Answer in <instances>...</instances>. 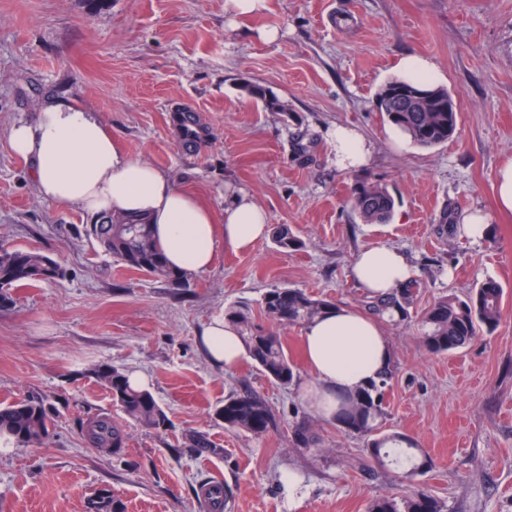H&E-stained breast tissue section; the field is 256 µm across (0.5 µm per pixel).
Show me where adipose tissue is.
Wrapping results in <instances>:
<instances>
[{
	"mask_svg": "<svg viewBox=\"0 0 512 512\" xmlns=\"http://www.w3.org/2000/svg\"><path fill=\"white\" fill-rule=\"evenodd\" d=\"M331 137L339 167L368 164L372 149L357 131L339 126ZM9 146L31 160L42 199L93 218L146 217L169 265L182 272L210 270L217 243L246 251L270 231L267 212L248 194L228 191L220 211L202 204L167 172L127 154L92 112L65 100L47 101L35 122L14 126ZM352 274L375 296L410 279L413 266L403 252L381 245L360 252ZM301 339L314 377L302 394L326 419L333 417L337 397L366 386L392 358L380 322L341 305L307 323ZM198 343L213 365L225 369L248 356L236 331L220 317L204 326Z\"/></svg>",
	"mask_w": 512,
	"mask_h": 512,
	"instance_id": "1",
	"label": "adipose tissue"
}]
</instances>
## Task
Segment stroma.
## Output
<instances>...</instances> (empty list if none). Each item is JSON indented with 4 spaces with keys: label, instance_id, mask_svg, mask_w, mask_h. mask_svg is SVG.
<instances>
[{
    "label": "stroma",
    "instance_id": "1",
    "mask_svg": "<svg viewBox=\"0 0 512 512\" xmlns=\"http://www.w3.org/2000/svg\"><path fill=\"white\" fill-rule=\"evenodd\" d=\"M224 4L0 0V243L43 253L64 271L14 290L0 309V403L39 397L55 409L44 444L0 446V512H91L103 493L126 512H200L206 477L231 488L232 512H366L372 499L400 494L398 473L370 462L363 439L302 400L312 374L300 327L281 332L297 367L285 388L247 359L231 371L213 367L197 344L232 306L266 325L262 298L276 287L361 309L367 296L351 265L378 244L406 252L420 282L407 319L383 324L396 364L386 427L431 457L417 483L446 512H512V213L498 210L494 189L499 164L512 159V0H268L247 18ZM269 29L276 41L263 39ZM412 54L436 64L459 112L456 137L430 149L396 143L374 104ZM245 82L287 111L266 109L241 91ZM52 98L95 112L132 157L214 209L226 190L249 194L270 224L293 229L300 250L280 251L268 238L245 253L221 246L211 270L180 285L127 269L88 235V216L38 196L31 161L9 147L11 128L34 122ZM177 107L202 125L197 142L173 122ZM337 124L371 144L366 168H337L329 136ZM368 176L396 200L389 223H363L349 203ZM476 212L490 226L480 240L459 227ZM488 279L505 290L497 329L446 355L426 352L423 311ZM112 366L148 378L166 428L122 418L95 375ZM244 385L277 416L267 435L212 417ZM97 417L122 418V461L87 441ZM299 425L313 450L295 446ZM195 431L218 454L185 448ZM289 471L302 481L294 494Z\"/></svg>",
    "mask_w": 512,
    "mask_h": 512
}]
</instances>
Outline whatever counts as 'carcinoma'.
<instances>
[{"mask_svg":"<svg viewBox=\"0 0 512 512\" xmlns=\"http://www.w3.org/2000/svg\"><path fill=\"white\" fill-rule=\"evenodd\" d=\"M247 93L265 102L273 112H284L283 104L266 96L258 85L245 86ZM375 105L392 126L405 134L418 147L429 148L448 142L457 134L459 113L454 98L447 90L426 83L392 79L375 95ZM352 207L365 224L388 223L395 209V199L387 187L366 177L352 189ZM105 250L125 267L144 272L174 285L188 279L187 273H175L167 265L158 248L151 225L144 219L102 220L90 225ZM273 244L282 251L301 248L300 239L290 226L278 224L272 232ZM63 275L61 267L41 253L11 248L0 244V308L13 302V290L32 281L55 280ZM420 283L411 278L383 297L365 304L368 312L390 320H403L417 297ZM504 288L495 280H486L464 297L443 296L425 312L422 323V346L431 354H447L474 342L483 334L492 333L502 315ZM336 304L316 298L300 290L277 287L263 297V309L268 319L284 328L303 325ZM225 319L245 343L249 358L273 384L287 387L296 377V366L288 356L282 337L254 324L244 307H231ZM395 371L389 364L379 377L360 391L336 399V424L347 432L366 440L371 461L384 467H403L401 478L408 483L405 494L380 496L373 499L367 512H443L432 495L413 486L414 478L431 467L426 455L408 438L399 433L382 431L386 419V393ZM109 391L113 403L127 418L140 425L160 429L167 416L154 395L147 389L132 387L127 375L118 368L95 371ZM212 418L229 429L263 435L276 427V415L266 397L244 386L224 398V404L214 409ZM53 426V408L41 398H30L0 404V435L14 441L18 447L44 442ZM88 442L116 459L126 455V434L117 419L97 418L85 429ZM187 447L199 455H215L217 448L201 432L186 437ZM219 498L211 502V512H229L232 494L227 485L218 483ZM94 512H125L117 497H102L93 502Z\"/></svg>","mask_w":512,"mask_h":512,"instance_id":"cac0c4a2","label":"carcinoma"}]
</instances>
